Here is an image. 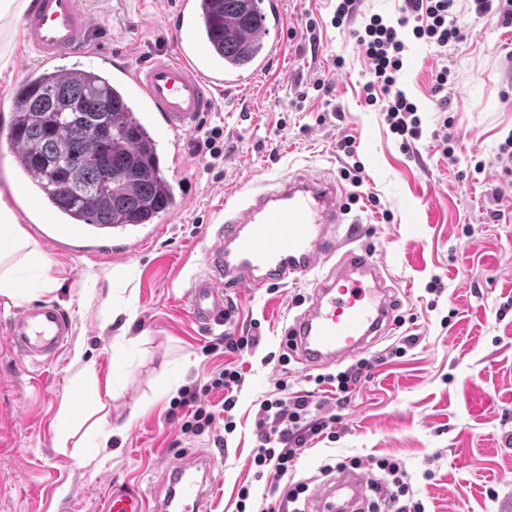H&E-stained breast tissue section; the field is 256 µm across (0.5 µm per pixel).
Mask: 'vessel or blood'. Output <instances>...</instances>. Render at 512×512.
Instances as JSON below:
<instances>
[{"label": "vessel or blood", "mask_w": 512, "mask_h": 512, "mask_svg": "<svg viewBox=\"0 0 512 512\" xmlns=\"http://www.w3.org/2000/svg\"><path fill=\"white\" fill-rule=\"evenodd\" d=\"M211 10L210 0H176L174 55L115 67L116 79L142 95L178 143L214 111L215 89L239 81L202 36ZM21 26L37 64L48 66L85 50L94 21L82 0H31ZM133 232L130 226L70 224L58 228L52 245L61 251L73 238L102 249ZM357 232L346 219L339 185L321 175H288L243 198L225 199L223 222L203 229L210 245L203 273L188 291L193 319L204 326L220 319L225 289L262 290L308 279L311 304L285 330L296 361L307 370L324 368L367 350L393 325L396 291L378 259L351 249ZM70 334L69 315L56 303L39 302L10 320L6 338L21 358L34 359L58 355ZM365 484L363 474L346 472L325 495L337 501L336 512H361ZM217 487L213 454H194L166 467L163 497L113 483L106 512H208Z\"/></svg>", "instance_id": "1"}]
</instances>
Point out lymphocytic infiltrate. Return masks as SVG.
I'll list each match as a JSON object with an SVG mask.
<instances>
[{"label":"lymphocytic infiltrate","mask_w":512,"mask_h":512,"mask_svg":"<svg viewBox=\"0 0 512 512\" xmlns=\"http://www.w3.org/2000/svg\"><path fill=\"white\" fill-rule=\"evenodd\" d=\"M455 2L403 0L396 20L386 21L374 15L353 33L371 66V78L364 85L365 101L381 104L385 121L400 138L402 147H409L422 133L417 105L397 86L398 74L404 67V34L412 32L415 38L441 49L453 45L460 38L453 20ZM309 406L308 398L303 396H275L261 402L256 420L253 462L266 468L273 482L283 483L280 506L285 512H302L299 502L308 486L294 480L293 475L307 436L324 433L331 423L327 417L312 418ZM174 407L186 413L180 424V432L186 436L202 434L215 420L193 385L184 387ZM375 466L383 477L369 482L372 498L368 512H425L423 503L411 493L398 462L379 458Z\"/></svg>","instance_id":"obj_1"}]
</instances>
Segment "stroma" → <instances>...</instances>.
<instances>
[{
	"instance_id": "stroma-1",
	"label": "stroma",
	"mask_w": 512,
	"mask_h": 512,
	"mask_svg": "<svg viewBox=\"0 0 512 512\" xmlns=\"http://www.w3.org/2000/svg\"><path fill=\"white\" fill-rule=\"evenodd\" d=\"M96 17L87 53L64 66L98 70L103 59L138 66L172 54L167 19L174 0H86ZM281 51L263 72L246 67L245 81L218 92L203 126L224 129V161L209 167L182 142L181 166L166 165L174 186L171 208L151 224L132 255H73L53 249L44 234L52 219L26 185L0 131V188H18L13 201L23 227L48 260L44 276L29 274L31 301L53 302L72 320L66 348L53 361L21 359L5 337L20 304L0 297V512H104L109 486L131 482L149 494L162 488L166 466L183 456L218 451L222 484L209 512H238V491L249 486V512L278 501L272 480L252 463L260 403L276 393L311 394L333 408L335 437H309L295 472L309 495L332 479L327 463L390 457L426 512H512V174L497 160L512 136V25L499 11L477 15L463 0V38L447 55L408 39L400 86L418 106L423 135L401 148L379 106L366 105L369 63L351 35L371 15L394 17L399 0H360L351 26L332 23L334 0H281ZM314 31H306V21ZM11 66L0 73V124L25 79L31 54L22 32L11 44ZM448 67V86L434 76ZM447 112H440V105ZM450 136V155L440 141ZM352 137L363 171L361 186L345 180L336 143ZM295 172L338 182L351 198L349 218L360 228L353 248L374 255L399 291V315L410 319L417 343L403 357L383 359L402 328L366 352L373 367L338 403L318 389L296 362H281L284 330L310 304L302 282L224 295L230 323L197 324L188 289L202 270L208 242L201 226L224 219V197ZM377 205H370L369 196ZM49 277L51 290L41 279ZM440 280L441 293L429 285ZM255 329L256 349L224 352L225 332ZM94 363L95 385L78 373ZM239 370L231 412L224 393L207 390L224 366ZM196 384L216 410L203 434L181 435L169 420L181 388ZM109 390L95 402L92 388ZM81 394L83 424L59 417L64 400ZM125 426L99 466L78 467L72 455L99 430ZM68 433L59 447L60 433Z\"/></svg>"
}]
</instances>
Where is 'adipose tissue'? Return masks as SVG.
Masks as SVG:
<instances>
[{
  "instance_id": "1",
  "label": "adipose tissue",
  "mask_w": 512,
  "mask_h": 512,
  "mask_svg": "<svg viewBox=\"0 0 512 512\" xmlns=\"http://www.w3.org/2000/svg\"><path fill=\"white\" fill-rule=\"evenodd\" d=\"M47 262L33 236L20 224L9 203L0 196V296L16 301L28 293L21 270Z\"/></svg>"
}]
</instances>
